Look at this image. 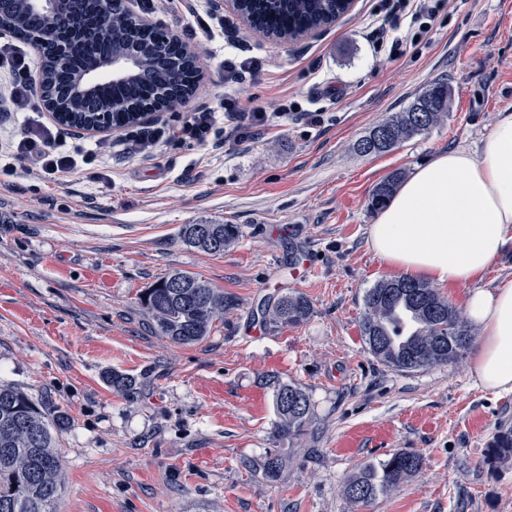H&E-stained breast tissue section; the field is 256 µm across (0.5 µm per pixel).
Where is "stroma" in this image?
Instances as JSON below:
<instances>
[{
	"instance_id": "1",
	"label": "stroma",
	"mask_w": 512,
	"mask_h": 512,
	"mask_svg": "<svg viewBox=\"0 0 512 512\" xmlns=\"http://www.w3.org/2000/svg\"><path fill=\"white\" fill-rule=\"evenodd\" d=\"M378 0L318 37L279 43L217 10L214 0H154L136 12L206 53L187 105L120 132L66 129V151L93 161L54 177L15 161L0 188V385L68 418L57 512H512V458L493 454L512 428V391L479 387L470 358L404 373L378 362L360 332L364 292L394 277L368 246L374 187L438 153H479L512 109V0H445L431 33L395 60L376 58L366 25ZM224 24L206 38L200 14ZM254 62L241 102L294 113L228 154L169 130L224 99V61ZM452 88L447 118L381 155L355 142L431 82ZM319 113L312 121L311 113ZM18 114L0 98V141ZM157 138L139 154L143 134ZM185 224H237L219 254L181 244ZM317 268L292 278L301 251ZM200 275L234 304L204 341L160 336L139 296L173 271ZM296 291L311 302L297 326L262 324L256 309ZM132 379L118 391L112 373ZM299 385L314 413L290 441L273 427V382ZM398 451L419 476L366 505L340 489L360 464ZM284 465L267 481L262 463Z\"/></svg>"
}]
</instances>
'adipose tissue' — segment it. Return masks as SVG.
Returning <instances> with one entry per match:
<instances>
[{
  "label": "adipose tissue",
  "instance_id": "ef3b65f1",
  "mask_svg": "<svg viewBox=\"0 0 512 512\" xmlns=\"http://www.w3.org/2000/svg\"><path fill=\"white\" fill-rule=\"evenodd\" d=\"M369 245L411 279L469 286L467 313L481 331L474 377L512 391V282L476 285L512 245V112H501L480 154L442 152L417 166L372 224Z\"/></svg>",
  "mask_w": 512,
  "mask_h": 512
}]
</instances>
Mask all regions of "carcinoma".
Masks as SVG:
<instances>
[{
    "label": "carcinoma",
    "instance_id": "cac0c4a2",
    "mask_svg": "<svg viewBox=\"0 0 512 512\" xmlns=\"http://www.w3.org/2000/svg\"><path fill=\"white\" fill-rule=\"evenodd\" d=\"M64 9L66 22L56 11L39 9L30 0H10L9 10L0 17L23 42L47 35L65 49L62 62L51 54L49 45L41 54L45 102L60 113V124L84 129L106 113L115 128L124 129L134 125L131 109L176 110L182 106V95L193 90L188 76L204 66V52L185 53L181 46L169 42L160 54L152 33L135 25L124 10L100 19L98 0H67ZM244 9L259 29L283 27L289 22L295 30H308L322 26L333 13L342 15L334 0H245ZM128 48L138 50L141 57L137 81L78 87L81 74L96 61ZM451 101L448 82H433L402 111L358 139L355 150L365 156L393 150L443 121ZM115 102L128 106V111H112ZM404 178L405 171L395 170L377 184L369 201L371 209L383 208ZM206 228L203 233L198 225L185 224L179 238L191 249L220 253L241 234L237 224H208ZM140 305L159 335L175 344L192 345L209 336L233 301L202 277L173 271L143 293ZM311 310L309 299L294 293L280 296L261 309V314L266 324L298 325L309 318ZM360 330L373 357L400 372L457 361L473 341L461 309L428 283L406 277L381 280L365 291ZM273 405L274 431L282 440L299 436L312 419L310 395L295 384H275ZM67 427L64 415L39 408L24 391L0 387V512H55L64 487L56 448ZM422 468L420 456L395 453L385 461L360 465L341 491L353 504H368L395 491Z\"/></svg>",
    "mask_w": 512,
    "mask_h": 512
}]
</instances>
